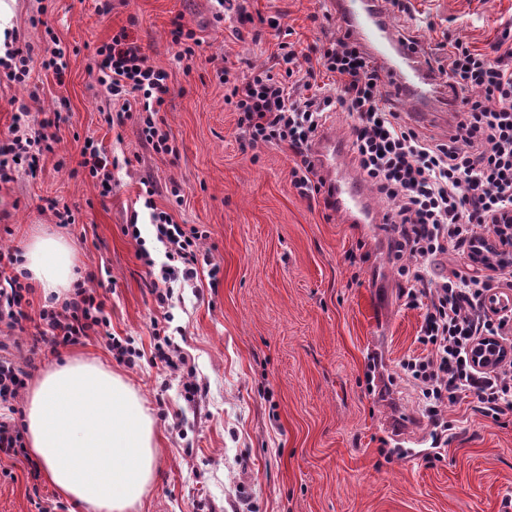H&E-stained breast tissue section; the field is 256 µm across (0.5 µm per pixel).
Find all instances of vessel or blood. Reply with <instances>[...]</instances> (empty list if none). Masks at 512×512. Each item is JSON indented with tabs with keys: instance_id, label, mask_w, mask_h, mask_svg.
<instances>
[{
	"instance_id": "b4317fda",
	"label": "vessel or blood",
	"mask_w": 512,
	"mask_h": 512,
	"mask_svg": "<svg viewBox=\"0 0 512 512\" xmlns=\"http://www.w3.org/2000/svg\"><path fill=\"white\" fill-rule=\"evenodd\" d=\"M375 3L376 0H336V13L379 62L385 80L411 104L414 120L427 121V109L436 98L437 82L417 53L397 40ZM348 150V144L336 143L326 131L319 134L314 144L318 171L333 194L336 213L361 223L366 218L371 198L365 185L341 164Z\"/></svg>"
}]
</instances>
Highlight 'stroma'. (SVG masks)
Wrapping results in <instances>:
<instances>
[{
    "label": "stroma",
    "mask_w": 512,
    "mask_h": 512,
    "mask_svg": "<svg viewBox=\"0 0 512 512\" xmlns=\"http://www.w3.org/2000/svg\"><path fill=\"white\" fill-rule=\"evenodd\" d=\"M111 4L105 14L101 0H0V29L17 30L19 47L41 54L50 27L68 60L61 80L34 68V100L0 81V137L18 100L33 119L66 118L37 175L19 171L0 186V247L65 238L82 273L100 274L113 334L134 338L141 357L132 366L96 338L35 365L95 361L142 396L158 475L138 512H512V408L492 419L476 395L464 396L448 407L456 428L439 445L414 390L396 381L401 361L422 351L423 316L398 298L386 225L345 224L302 197L287 146L242 150L238 115L224 103L222 71L247 79L275 68L286 35L312 45L341 29L333 0H248L247 21L216 0ZM378 6L395 34L417 35L422 55L448 36L485 51L512 27V0H410L406 15L390 0ZM179 14L201 40L187 63L168 35ZM122 29L171 75L161 116L177 155L155 153L138 118L112 127L103 119L119 105L98 81L95 50ZM88 140L116 162L109 194L72 173ZM148 181L157 208L206 233L208 264L166 308L124 232L137 223L164 262L141 200ZM47 198L67 203L75 223L57 224ZM157 327L187 354L186 370L155 360ZM188 382L204 387L198 402L185 401ZM53 495L46 481L32 483L25 460L0 461V512H37L35 497Z\"/></svg>",
    "instance_id": "obj_1"
}]
</instances>
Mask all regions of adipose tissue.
Listing matches in <instances>:
<instances>
[{
  "label": "adipose tissue",
  "mask_w": 512,
  "mask_h": 512,
  "mask_svg": "<svg viewBox=\"0 0 512 512\" xmlns=\"http://www.w3.org/2000/svg\"><path fill=\"white\" fill-rule=\"evenodd\" d=\"M72 247L57 235L30 243L24 268L45 295L77 278ZM29 452L46 481L88 512H132L157 476L154 422L141 396L102 365L73 360L30 386L25 411Z\"/></svg>",
  "instance_id": "obj_1"
}]
</instances>
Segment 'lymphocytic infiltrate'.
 <instances>
[{"label": "lymphocytic infiltrate", "instance_id": "obj_1", "mask_svg": "<svg viewBox=\"0 0 512 512\" xmlns=\"http://www.w3.org/2000/svg\"><path fill=\"white\" fill-rule=\"evenodd\" d=\"M446 44L444 56L425 60L448 77L455 127L444 141L426 139L387 106L379 67L347 32L304 48L279 43L287 63L284 76L258 71L246 82H227L224 94L249 144L287 145L295 157L292 183L307 198L324 194L313 153L319 131L331 113L355 118L354 161L385 205L382 221L392 228L390 248L401 262L400 297L406 307L423 311L417 341L426 353L402 362L401 379L415 391L439 441L454 428L446 406L464 394H476L491 417L512 407V310L492 306L496 290L512 288V263L474 257L481 228L512 239V32L503 31L487 52L460 38ZM96 54L99 83L121 103L105 122L120 124L140 113L141 134L153 150L176 153L160 116L169 73L150 65L141 45L123 30ZM301 59L308 60L307 69H299ZM321 71L331 83L318 85ZM62 120L61 113L48 112L34 124L28 106L17 107L7 137L0 140V184L12 182L21 168L36 174L42 157L54 153L60 141ZM151 221L165 260L156 263L143 246L137 256L153 269L148 287L165 306L175 285L196 277L204 233L175 223L159 209L152 210ZM451 251L463 266L431 274L429 264ZM22 263L20 250L0 249V326L21 332L33 324L35 355L95 336L105 339L120 360L134 364L140 351L133 340L112 335L106 303L90 286L94 274L36 308ZM483 346L495 347L500 358L483 364L478 353Z\"/></svg>", "mask_w": 512, "mask_h": 512}]
</instances>
